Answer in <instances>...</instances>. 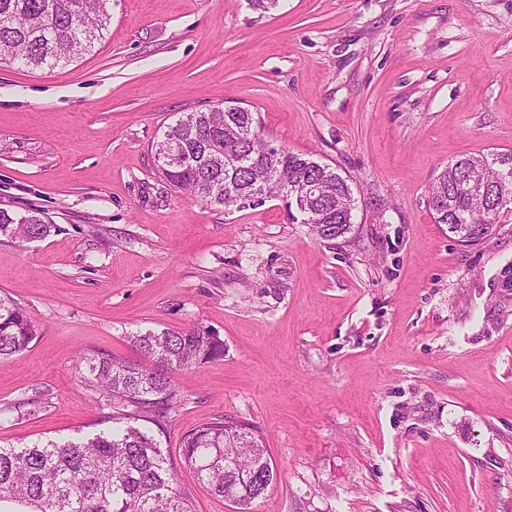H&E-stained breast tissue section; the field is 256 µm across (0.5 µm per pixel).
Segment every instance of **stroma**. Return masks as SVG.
<instances>
[{
	"label": "stroma",
	"mask_w": 512,
	"mask_h": 512,
	"mask_svg": "<svg viewBox=\"0 0 512 512\" xmlns=\"http://www.w3.org/2000/svg\"><path fill=\"white\" fill-rule=\"evenodd\" d=\"M94 52L0 69V207L56 230L0 237V291L37 329L0 362V446L110 427L80 356L198 324L222 360L180 372L160 436L193 512L183 436L257 428L278 478L250 512H512V212L465 246L428 190L456 156L512 150V0H110ZM239 105L358 200L346 237L279 200L210 206L161 182L153 144Z\"/></svg>",
	"instance_id": "1"
}]
</instances>
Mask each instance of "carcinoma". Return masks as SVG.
I'll return each instance as SVG.
<instances>
[{
    "label": "carcinoma",
    "instance_id": "cac0c4a2",
    "mask_svg": "<svg viewBox=\"0 0 512 512\" xmlns=\"http://www.w3.org/2000/svg\"><path fill=\"white\" fill-rule=\"evenodd\" d=\"M110 24L108 0H0V53L4 61L31 69L55 68L94 50ZM184 156L180 166L156 163L161 181L189 192L211 206L226 208L228 191L252 193V168L269 167L271 195L282 187L318 181L326 195L313 203L304 220L322 239L332 241L353 226L355 197L350 178L337 169L281 147L267 151L255 113L217 107L181 115L155 145L160 156L169 143ZM232 146L241 165L227 169L214 162ZM512 173V151L463 155L438 174L427 200L434 222L448 225L460 242L476 245L497 227L504 189L493 171ZM54 225L36 212L0 209V235L21 242L47 237ZM495 308L512 306V263L503 267ZM37 330L24 309L0 296V359L24 350ZM130 357L92 353L82 356L88 386L112 400V428L90 438L23 448L0 447V512H192L187 493L178 489L160 442L144 422L162 433L178 400L181 370L224 357V341L203 326L188 330L148 329L129 337ZM184 463L199 483L247 509L272 484L273 462L255 428H239L226 418L203 423L182 439Z\"/></svg>",
    "mask_w": 512,
    "mask_h": 512
}]
</instances>
